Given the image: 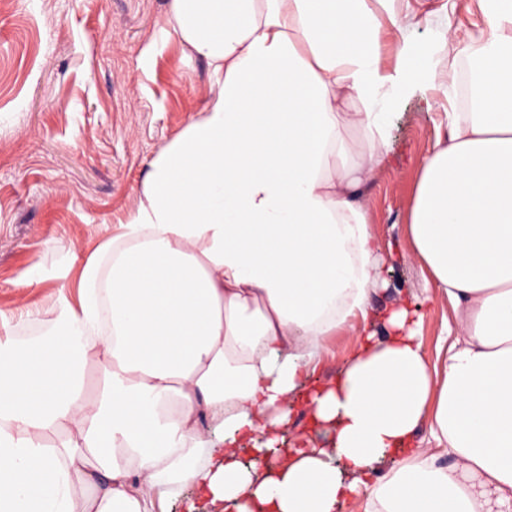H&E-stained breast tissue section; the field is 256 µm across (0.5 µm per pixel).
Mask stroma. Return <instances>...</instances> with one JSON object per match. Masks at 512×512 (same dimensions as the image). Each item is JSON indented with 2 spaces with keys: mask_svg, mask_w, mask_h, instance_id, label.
<instances>
[{
  "mask_svg": "<svg viewBox=\"0 0 512 512\" xmlns=\"http://www.w3.org/2000/svg\"><path fill=\"white\" fill-rule=\"evenodd\" d=\"M170 0H0V322L17 336L53 317L63 278L115 232L133 207L152 160L204 108L206 61L162 37ZM402 31L384 41L382 61L401 42L432 57L440 72L468 66L440 32L477 33L478 0H397ZM441 103L420 94L393 116L391 148L362 189L371 229L391 248L387 289L371 298L372 328L404 299L422 316L430 364L444 360L455 313L427 287L406 224L420 164L448 131Z\"/></svg>",
  "mask_w": 512,
  "mask_h": 512,
  "instance_id": "stroma-1",
  "label": "stroma"
}]
</instances>
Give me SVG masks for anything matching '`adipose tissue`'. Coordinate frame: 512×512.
Returning a JSON list of instances; mask_svg holds the SVG:
<instances>
[{
	"label": "adipose tissue",
	"mask_w": 512,
	"mask_h": 512,
	"mask_svg": "<svg viewBox=\"0 0 512 512\" xmlns=\"http://www.w3.org/2000/svg\"><path fill=\"white\" fill-rule=\"evenodd\" d=\"M393 2L170 0L162 33L212 91L43 335L0 337V512H168L190 489L224 512H339L362 488L374 512H512V0H479L484 29L457 41L475 105L446 108L406 226L455 311L438 376L404 302L367 331L385 281L359 190L402 101L448 91L413 47L381 66ZM342 331L355 353L306 402L333 446L286 447ZM426 422L449 464L414 446Z\"/></svg>",
	"instance_id": "adipose-tissue-1"
}]
</instances>
